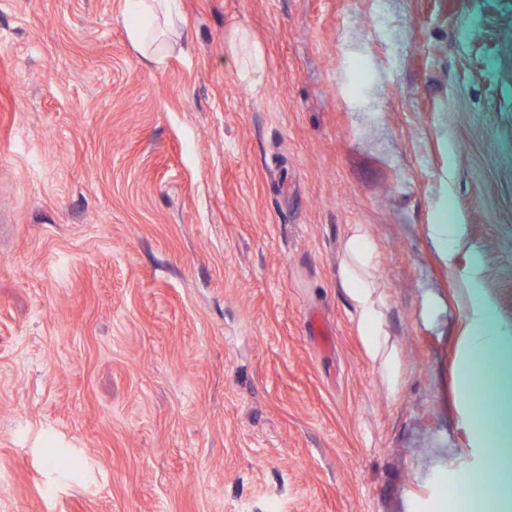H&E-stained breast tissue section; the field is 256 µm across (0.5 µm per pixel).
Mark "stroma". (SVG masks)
I'll return each mask as SVG.
<instances>
[{
	"label": "stroma",
	"mask_w": 512,
	"mask_h": 512,
	"mask_svg": "<svg viewBox=\"0 0 512 512\" xmlns=\"http://www.w3.org/2000/svg\"><path fill=\"white\" fill-rule=\"evenodd\" d=\"M181 3L156 67L123 0H0V512H435L487 455L474 278L512 487V0ZM354 224L392 396L338 286ZM231 48L239 56L241 78L250 79L253 75L265 70V51L258 42L248 39L245 30L236 32L231 42ZM239 49L241 52L238 51ZM463 236L460 224H436L435 238L445 253H450ZM466 292L476 316L464 336L465 353L458 363L457 375L463 397L469 399L475 391L484 394L482 416L486 406L498 407L490 365L499 356L501 335L491 320L492 306L477 284L471 282ZM468 427L469 438L475 444L481 445L482 448L484 445L487 447V443H494L496 445L497 423H494L491 418L485 419L483 423L480 417L475 421H471Z\"/></svg>",
	"instance_id": "35a3bbf8"
}]
</instances>
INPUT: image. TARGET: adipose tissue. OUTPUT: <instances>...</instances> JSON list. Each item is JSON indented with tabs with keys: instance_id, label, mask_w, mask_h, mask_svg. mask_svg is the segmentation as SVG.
Returning <instances> with one entry per match:
<instances>
[{
	"instance_id": "adipose-tissue-1",
	"label": "adipose tissue",
	"mask_w": 512,
	"mask_h": 512,
	"mask_svg": "<svg viewBox=\"0 0 512 512\" xmlns=\"http://www.w3.org/2000/svg\"><path fill=\"white\" fill-rule=\"evenodd\" d=\"M121 18L130 46L147 62L163 63L167 56L182 50L181 0H124ZM375 251L366 226L352 225L339 285L353 306L358 334L368 355L383 359L387 391L393 395L399 383L398 359L382 340L378 283L372 272ZM467 296L475 317L466 330L465 353L457 366L459 388L466 398L482 392L485 404L494 407L498 399L490 366L499 356L500 332L491 320L492 306L477 284H469Z\"/></svg>"
}]
</instances>
